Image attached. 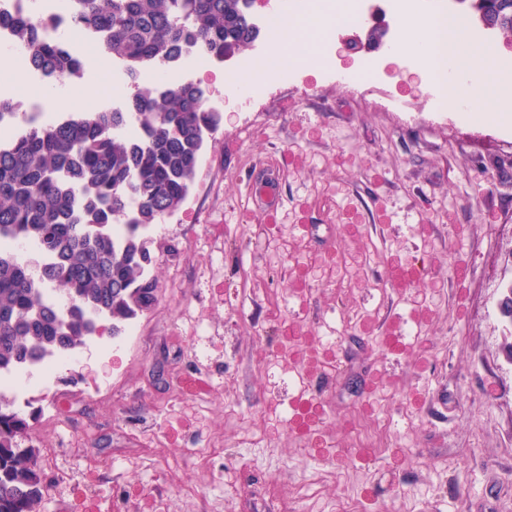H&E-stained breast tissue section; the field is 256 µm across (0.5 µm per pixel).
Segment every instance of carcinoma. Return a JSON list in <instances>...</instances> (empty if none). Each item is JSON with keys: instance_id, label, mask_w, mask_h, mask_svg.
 I'll use <instances>...</instances> for the list:
<instances>
[{"instance_id": "obj_1", "label": "carcinoma", "mask_w": 512, "mask_h": 512, "mask_svg": "<svg viewBox=\"0 0 512 512\" xmlns=\"http://www.w3.org/2000/svg\"><path fill=\"white\" fill-rule=\"evenodd\" d=\"M32 70L60 79L83 72L54 19L6 18ZM68 26L94 35L124 63L130 111L32 112L0 140V238L38 258L0 250V370L119 336L157 302L148 229L187 198L205 142L222 122L194 82L142 87L143 70L185 51L218 62L249 47L259 27L243 0H71ZM27 420L0 397V512H40L45 474L20 447Z\"/></svg>"}]
</instances>
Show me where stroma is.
I'll use <instances>...</instances> for the list:
<instances>
[{
  "label": "stroma",
  "instance_id": "stroma-1",
  "mask_svg": "<svg viewBox=\"0 0 512 512\" xmlns=\"http://www.w3.org/2000/svg\"><path fill=\"white\" fill-rule=\"evenodd\" d=\"M372 3L330 31L332 67L300 66L234 97L224 81L260 62L262 34L224 62L165 73L200 84L224 124L188 198L147 232L158 302L134 320L136 335L104 332L50 390L16 406L33 418L22 447L55 449L101 512H208L219 496L223 512H512V364L502 355L512 320L498 306L512 282V118L438 108L417 59L393 57L396 17ZM376 23L381 43L342 51L343 38ZM68 44L83 75L46 80L49 110L83 111L89 96L97 109L125 108L93 78L109 68L124 87V69L84 52L78 33ZM60 85L70 102H56ZM262 178L280 187L273 224L249 190ZM375 200L392 227L374 224ZM345 202L358 223L337 220ZM302 218L315 232L300 242L291 227ZM294 254L310 294L297 321ZM412 258L431 274L402 295L384 287L385 266ZM409 307L428 318L397 358L381 350L378 321ZM368 308L376 319L360 320ZM292 333L325 362L309 392L326 422L302 440L288 430L278 358ZM194 374L209 383L202 404L181 391ZM212 446L223 453L208 468L188 454Z\"/></svg>",
  "mask_w": 512,
  "mask_h": 512
}]
</instances>
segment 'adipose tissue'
Returning a JSON list of instances; mask_svg holds the SVG:
<instances>
[{"label":"adipose tissue","mask_w":512,"mask_h":512,"mask_svg":"<svg viewBox=\"0 0 512 512\" xmlns=\"http://www.w3.org/2000/svg\"><path fill=\"white\" fill-rule=\"evenodd\" d=\"M407 11L410 38L405 48L418 58L423 73L439 69L437 87L440 104L484 120H502L511 116L512 85L500 79L485 49L468 38L465 22L460 20L456 23L458 53L449 54L447 61L438 65L433 56L437 36L433 19L421 14L414 2L409 4ZM332 16L341 23L349 21L348 0H331L327 10L278 20V36L282 44L292 45L293 52L288 57L283 55L260 62L254 70L255 78L272 77L291 60L308 67L315 66L316 44L327 34L328 19Z\"/></svg>","instance_id":"adipose-tissue-1"}]
</instances>
